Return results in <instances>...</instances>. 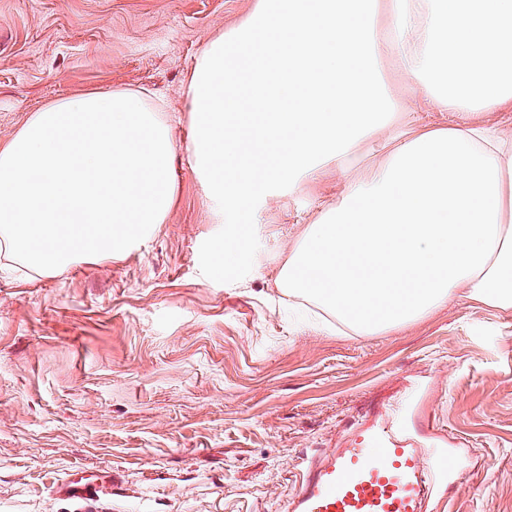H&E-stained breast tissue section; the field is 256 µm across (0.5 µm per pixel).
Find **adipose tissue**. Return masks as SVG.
<instances>
[{"label": "adipose tissue", "mask_w": 512, "mask_h": 512, "mask_svg": "<svg viewBox=\"0 0 512 512\" xmlns=\"http://www.w3.org/2000/svg\"><path fill=\"white\" fill-rule=\"evenodd\" d=\"M397 68L407 91L382 78ZM192 167L220 222L336 165L283 279L361 332L457 295L512 309V0H256L205 41L186 91ZM388 151L356 162L365 138Z\"/></svg>", "instance_id": "adipose-tissue-1"}]
</instances>
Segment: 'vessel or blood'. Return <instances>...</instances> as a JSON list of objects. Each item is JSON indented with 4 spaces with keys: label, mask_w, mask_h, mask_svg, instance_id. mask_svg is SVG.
I'll return each mask as SVG.
<instances>
[{
    "label": "vessel or blood",
    "mask_w": 512,
    "mask_h": 512,
    "mask_svg": "<svg viewBox=\"0 0 512 512\" xmlns=\"http://www.w3.org/2000/svg\"><path fill=\"white\" fill-rule=\"evenodd\" d=\"M456 478L443 448H417L375 432L353 448L307 461L285 512H424L428 489L446 488ZM111 479L68 481L59 493L77 502L97 501Z\"/></svg>",
    "instance_id": "obj_1"
}]
</instances>
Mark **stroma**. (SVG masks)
Returning a JSON list of instances; mask_svg holds the SVG:
<instances>
[{
    "label": "stroma",
    "instance_id": "stroma-1",
    "mask_svg": "<svg viewBox=\"0 0 512 512\" xmlns=\"http://www.w3.org/2000/svg\"><path fill=\"white\" fill-rule=\"evenodd\" d=\"M254 0H0V146L53 101L160 97L174 202L144 244L41 276L0 270V512H82L56 491L111 476L97 512H283L303 463L409 402L460 480L430 512H512V310L458 297L372 333L281 280L335 166L249 224H222L192 169L188 75ZM235 233L247 241L219 278Z\"/></svg>",
    "mask_w": 512,
    "mask_h": 512
}]
</instances>
